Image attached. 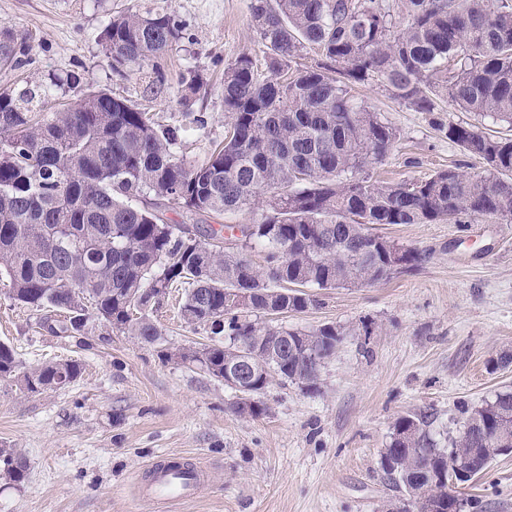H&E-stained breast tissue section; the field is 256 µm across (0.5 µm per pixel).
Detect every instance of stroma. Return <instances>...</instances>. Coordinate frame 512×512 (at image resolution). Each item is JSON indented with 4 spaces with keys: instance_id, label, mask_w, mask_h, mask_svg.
<instances>
[{
    "instance_id": "stroma-1",
    "label": "stroma",
    "mask_w": 512,
    "mask_h": 512,
    "mask_svg": "<svg viewBox=\"0 0 512 512\" xmlns=\"http://www.w3.org/2000/svg\"><path fill=\"white\" fill-rule=\"evenodd\" d=\"M181 19L183 36L161 61V74L130 67L113 74L99 42L106 22L128 11ZM26 39L25 65L0 69V91L78 74L80 89H105L181 131L173 150L190 163L224 139V69L239 55L263 59L249 0H0V26ZM80 89L58 87L56 101ZM357 95L400 132L374 178L420 180L437 170H481L440 133L430 114L368 83ZM376 233L418 250L416 270L377 283L315 290L316 306L277 318L280 326L345 329L309 393L273 381L266 415L234 413L237 393L199 369L163 359L198 348L206 328L180 317L182 288L153 309L161 339L150 344L88 321L84 334L50 332L38 311L0 286V342L33 368L74 358L81 376L62 389L24 394L0 382V448L27 461L21 484L0 480V512H384L392 492L381 468L395 420L422 409L434 430L456 435L464 406L512 389V365L488 363L512 350V220L465 224H378ZM181 458L210 471L196 498L169 507L140 501L145 466ZM475 512H512V455L494 459L461 486Z\"/></svg>"
}]
</instances>
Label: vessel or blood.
<instances>
[{
  "instance_id": "obj_1",
  "label": "vessel or blood",
  "mask_w": 512,
  "mask_h": 512,
  "mask_svg": "<svg viewBox=\"0 0 512 512\" xmlns=\"http://www.w3.org/2000/svg\"><path fill=\"white\" fill-rule=\"evenodd\" d=\"M146 478L139 488L140 497L151 504H175L197 496L207 482V471L195 467L184 474L176 473L163 462L155 461L145 469Z\"/></svg>"
}]
</instances>
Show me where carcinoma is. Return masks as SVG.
I'll return each mask as SVG.
<instances>
[{
  "mask_svg": "<svg viewBox=\"0 0 512 512\" xmlns=\"http://www.w3.org/2000/svg\"><path fill=\"white\" fill-rule=\"evenodd\" d=\"M250 17L269 75L243 53L224 68V143L191 165L171 148L175 131L155 124L132 100L89 89L70 108L52 104L49 85L0 92V281L12 298L63 319L55 333L79 334L93 318L155 343L150 316L175 283L185 286L180 312L193 327L220 324L224 342L167 353L224 378L225 351L237 337L258 344L280 337L275 376L319 389L321 366L345 332L261 321L267 310L300 313L317 304L305 288L365 286L392 272L387 248L368 224L462 223V217L512 219V137L484 131L491 118L512 126V0H250ZM174 16L146 10L114 16L99 41L112 71L158 60L182 35ZM321 57L307 67L306 49ZM30 45L0 28V65L27 62ZM386 86L415 112L442 103L479 118L436 124L448 141L482 160L483 170L442 169L417 181L371 180L364 168L384 160L400 138L352 90ZM262 200L263 217L240 243L224 246L223 228L196 223ZM176 205L191 224H171ZM265 252L255 268L249 252ZM249 288L253 305L233 308L230 291ZM67 359L21 370L0 343V381L30 394L63 388L81 374ZM272 378L257 373L236 412L266 414L261 395ZM465 436L440 441L435 414L398 418L382 454L395 499L387 512H420L419 491L448 512V458L467 478L500 455L494 439L512 436V390L462 409ZM26 461L0 448V476L19 483Z\"/></svg>",
  "mask_w": 512,
  "mask_h": 512,
  "instance_id": "1",
  "label": "carcinoma"
}]
</instances>
